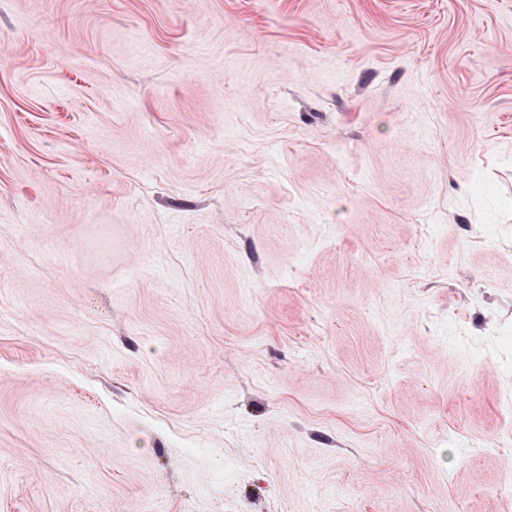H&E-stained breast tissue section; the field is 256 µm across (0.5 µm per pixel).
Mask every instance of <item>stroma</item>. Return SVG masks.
Returning <instances> with one entry per match:
<instances>
[{
	"mask_svg": "<svg viewBox=\"0 0 512 512\" xmlns=\"http://www.w3.org/2000/svg\"><path fill=\"white\" fill-rule=\"evenodd\" d=\"M512 0H0V512H512Z\"/></svg>",
	"mask_w": 512,
	"mask_h": 512,
	"instance_id": "1",
	"label": "stroma"
}]
</instances>
